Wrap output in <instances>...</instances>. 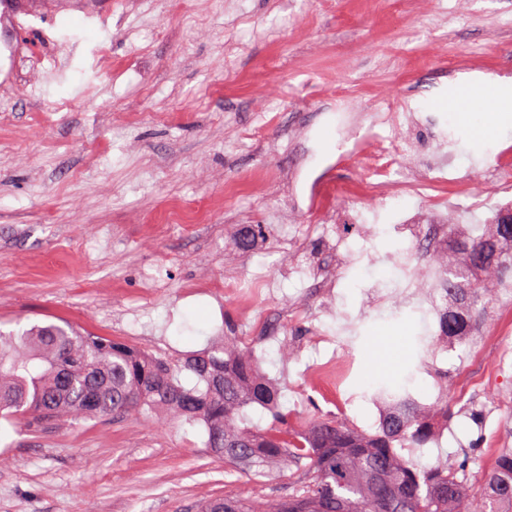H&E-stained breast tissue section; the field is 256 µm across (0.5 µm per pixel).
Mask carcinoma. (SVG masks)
Segmentation results:
<instances>
[{
    "mask_svg": "<svg viewBox=\"0 0 512 512\" xmlns=\"http://www.w3.org/2000/svg\"><path fill=\"white\" fill-rule=\"evenodd\" d=\"M266 231L265 224L242 225L239 247L251 249ZM505 240L496 223L456 240L465 261L442 267L448 299L437 311L438 337L470 330L497 287L512 279V253L500 248ZM489 244L497 256L476 282L470 254ZM183 370L202 386L182 385L177 375ZM282 398V384L259 370L252 340L232 331L182 360L54 324L19 335L0 332L2 419L72 425L159 414L203 425L204 446L246 476H262L273 464L289 471L286 495L231 492L208 501L202 512H512V448L498 458L477 501L457 477L466 463L419 471L397 451L433 440L435 418L448 415V389L425 406L408 391L380 388L374 398L385 409L373 433L332 415L296 427ZM255 406L271 414L264 428L244 424V409Z\"/></svg>",
    "mask_w": 512,
    "mask_h": 512,
    "instance_id": "obj_1",
    "label": "carcinoma"
}]
</instances>
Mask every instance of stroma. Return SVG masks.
Instances as JSON below:
<instances>
[{
	"label": "stroma",
	"instance_id": "35a3bbf8",
	"mask_svg": "<svg viewBox=\"0 0 512 512\" xmlns=\"http://www.w3.org/2000/svg\"><path fill=\"white\" fill-rule=\"evenodd\" d=\"M18 20V39L43 58L14 56L0 107V330L53 323L175 357L229 322L254 339L297 423L333 413L369 432L379 409L364 379L414 370L429 405L447 377V424L402 454L420 469L470 454L480 493L512 448L500 300L477 328L492 335L479 356L435 343L436 317L369 292L375 258L401 247L391 225L428 213L430 190L388 207L309 189L351 181L376 150L340 149V90L365 112L411 95L418 113L443 116L474 169L487 150L512 153V0H106L82 21L42 8ZM466 85L504 106L478 148L471 129L485 113L463 121L448 109ZM174 198L205 222L169 217ZM245 224L270 227L248 252L235 245ZM292 224L330 235L293 242ZM330 269L333 292L314 291L309 274ZM242 286L253 290L245 306ZM203 441L201 426L136 417L1 423L0 512H198L229 491L282 494L278 475L242 478Z\"/></svg>",
	"mask_w": 512,
	"mask_h": 512
}]
</instances>
